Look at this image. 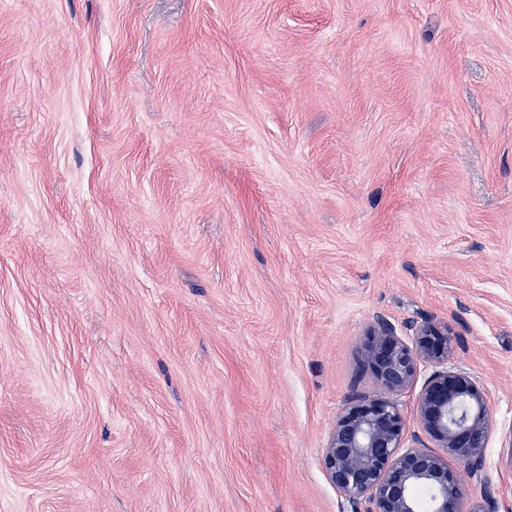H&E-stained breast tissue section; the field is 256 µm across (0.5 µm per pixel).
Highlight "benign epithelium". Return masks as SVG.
Here are the masks:
<instances>
[{"mask_svg": "<svg viewBox=\"0 0 512 512\" xmlns=\"http://www.w3.org/2000/svg\"><path fill=\"white\" fill-rule=\"evenodd\" d=\"M408 330L413 335L385 318L377 321L364 364L381 391L347 401L324 449L325 474L363 512H499L486 460L494 430L487 396L470 373L448 365L457 343L448 324L425 321ZM427 366L432 371L417 396L419 427L412 431L397 396ZM456 463L484 488L469 508Z\"/></svg>", "mask_w": 512, "mask_h": 512, "instance_id": "7a95c632", "label": "benign epithelium"}]
</instances>
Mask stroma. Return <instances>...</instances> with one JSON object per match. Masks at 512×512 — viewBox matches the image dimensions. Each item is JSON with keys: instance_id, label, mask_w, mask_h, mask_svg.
Listing matches in <instances>:
<instances>
[{"instance_id": "obj_1", "label": "stroma", "mask_w": 512, "mask_h": 512, "mask_svg": "<svg viewBox=\"0 0 512 512\" xmlns=\"http://www.w3.org/2000/svg\"><path fill=\"white\" fill-rule=\"evenodd\" d=\"M381 317L512 512V0H0V512H353Z\"/></svg>"}]
</instances>
